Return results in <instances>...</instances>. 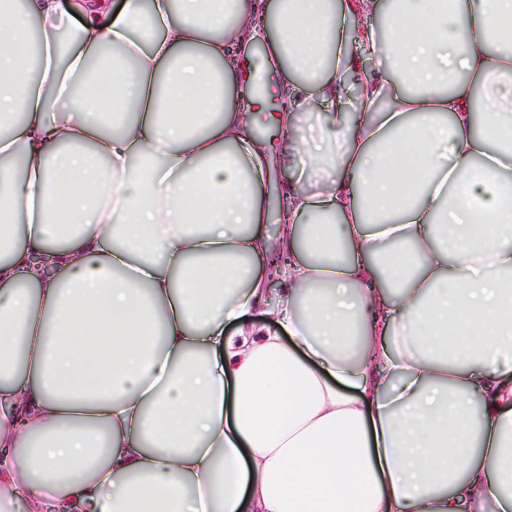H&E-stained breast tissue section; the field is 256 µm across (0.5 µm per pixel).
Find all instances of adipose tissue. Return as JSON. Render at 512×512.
I'll return each mask as SVG.
<instances>
[{
	"mask_svg": "<svg viewBox=\"0 0 512 512\" xmlns=\"http://www.w3.org/2000/svg\"><path fill=\"white\" fill-rule=\"evenodd\" d=\"M380 10L0 0V512H512V0ZM261 60L262 57L256 58L252 56L248 67H244V71L250 74L252 88L255 80L258 82L262 78L263 83H266L269 88V98H272V102L266 99L267 105L264 111L253 113L251 130L252 135L265 144L271 157L274 159L275 168L272 170L270 181L264 186V192L270 211L269 231L271 236L275 237L278 227V219L275 215L281 210L285 200L284 196L288 189L287 176L284 173L290 172L281 171L279 165L281 152L288 144V136L283 129L272 124L269 119V112H276L278 109L276 101H274L279 99L277 97V83H283L290 79V76L286 72L270 75L265 69L261 68Z\"/></svg>",
	"mask_w": 512,
	"mask_h": 512,
	"instance_id": "adipose-tissue-1",
	"label": "adipose tissue"
}]
</instances>
